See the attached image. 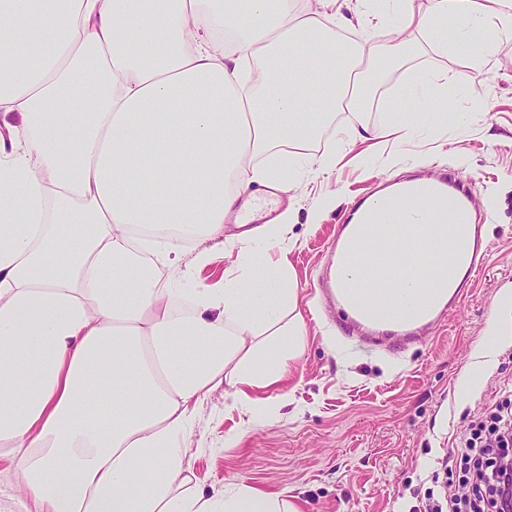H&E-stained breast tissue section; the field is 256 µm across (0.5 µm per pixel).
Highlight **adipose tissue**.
Instances as JSON below:
<instances>
[{
  "label": "adipose tissue",
  "mask_w": 512,
  "mask_h": 512,
  "mask_svg": "<svg viewBox=\"0 0 512 512\" xmlns=\"http://www.w3.org/2000/svg\"><path fill=\"white\" fill-rule=\"evenodd\" d=\"M461 19L455 38L438 31ZM0 460L40 512H300L283 491L192 490L186 442L221 385L257 411L307 336L279 223L226 219L252 185L280 193L300 149L309 173L360 140L431 124L352 125L305 153L331 112L370 89L322 47L391 23L385 63L410 34L481 71L512 41V0H0ZM48 45L43 57L30 44ZM326 84L308 97L297 81ZM72 107L68 125L57 108ZM222 238L220 288L177 284Z\"/></svg>",
  "instance_id": "obj_1"
}]
</instances>
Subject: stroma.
Here are the masks:
<instances>
[{"mask_svg":"<svg viewBox=\"0 0 512 512\" xmlns=\"http://www.w3.org/2000/svg\"><path fill=\"white\" fill-rule=\"evenodd\" d=\"M416 72L447 78L448 91L424 95L410 112L442 108L446 124L389 145L383 155L360 144L358 158H346L323 182L300 180L299 167L285 169L282 179L296 183L293 195L251 201L260 224L294 212L289 235L298 244L288 260L307 344L267 416H251L220 388L200 406L188 440L196 489L220 492L242 482L285 489L303 512H424L431 493L461 490L457 470L444 466L458 437L486 409L512 400V337L498 331L501 319L512 317V303L501 300L502 289H512V41L478 75L413 37L361 121H386L399 84ZM476 96L484 108H474ZM448 172L471 185L486 252L479 274L408 346L347 337L342 312L318 306V284L330 272L342 224L388 185ZM488 347L491 364L478 366ZM228 437L238 438L237 447H225Z\"/></svg>","mask_w":512,"mask_h":512,"instance_id":"35a3bbf8","label":"stroma"}]
</instances>
